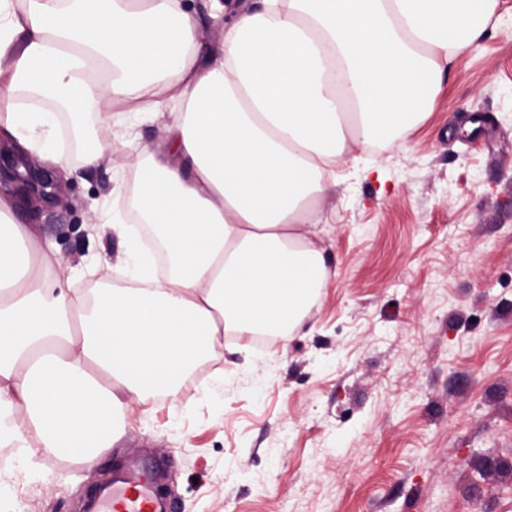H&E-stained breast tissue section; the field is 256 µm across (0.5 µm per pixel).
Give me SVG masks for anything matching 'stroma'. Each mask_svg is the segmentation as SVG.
I'll list each match as a JSON object with an SVG mask.
<instances>
[{"label":"stroma","mask_w":512,"mask_h":512,"mask_svg":"<svg viewBox=\"0 0 512 512\" xmlns=\"http://www.w3.org/2000/svg\"><path fill=\"white\" fill-rule=\"evenodd\" d=\"M450 64L425 119L364 167L338 164L317 213L329 280L291 335L228 336L176 397L131 404L94 473L37 445L0 470V512H84L116 470L148 465L169 512H512V0ZM91 140L39 135L77 174L61 203L20 202L56 248L60 287L126 286L102 232L121 158L165 148L167 116ZM115 153L83 167L92 142Z\"/></svg>","instance_id":"1"}]
</instances>
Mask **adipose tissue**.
<instances>
[{
	"label": "adipose tissue",
	"mask_w": 512,
	"mask_h": 512,
	"mask_svg": "<svg viewBox=\"0 0 512 512\" xmlns=\"http://www.w3.org/2000/svg\"><path fill=\"white\" fill-rule=\"evenodd\" d=\"M197 37L185 0H0V130L69 168L30 131L53 116L169 112L166 148L132 158L129 208L166 252L144 261L135 229L118 263L129 288L55 290L56 253L0 194V428L93 469L131 403L176 395L228 330L285 336L328 280L312 200L354 148L411 130L443 72L484 33L500 0H263Z\"/></svg>",
	"instance_id": "adipose-tissue-1"
}]
</instances>
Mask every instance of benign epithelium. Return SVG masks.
<instances>
[{"mask_svg": "<svg viewBox=\"0 0 512 512\" xmlns=\"http://www.w3.org/2000/svg\"><path fill=\"white\" fill-rule=\"evenodd\" d=\"M13 194L35 199L53 208L59 202L55 175L38 160L23 152L16 154L0 145V185Z\"/></svg>", "mask_w": 512, "mask_h": 512, "instance_id": "7a95c632", "label": "benign epithelium"}]
</instances>
